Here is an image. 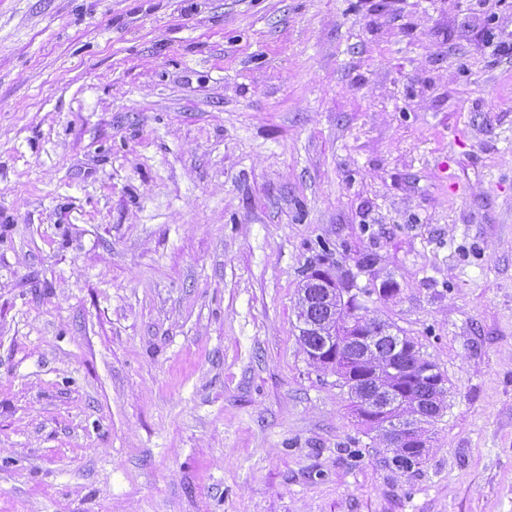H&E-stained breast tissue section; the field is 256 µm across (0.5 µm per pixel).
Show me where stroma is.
<instances>
[{
  "instance_id": "stroma-1",
  "label": "stroma",
  "mask_w": 512,
  "mask_h": 512,
  "mask_svg": "<svg viewBox=\"0 0 512 512\" xmlns=\"http://www.w3.org/2000/svg\"><path fill=\"white\" fill-rule=\"evenodd\" d=\"M504 45L512 0H0V512H512ZM324 263L447 380L419 465L302 347Z\"/></svg>"
}]
</instances>
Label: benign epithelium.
I'll return each instance as SVG.
<instances>
[{"label":"benign epithelium","mask_w":512,"mask_h":512,"mask_svg":"<svg viewBox=\"0 0 512 512\" xmlns=\"http://www.w3.org/2000/svg\"><path fill=\"white\" fill-rule=\"evenodd\" d=\"M352 289L345 287V282L338 279L329 270L314 267L307 274L297 304V317L301 324L300 335L306 336L316 330L324 337L318 349L306 348L307 357L313 364L341 357L346 342L336 333V314L348 313L352 324L362 323L364 314L351 304ZM326 308L328 320L316 324L310 317L316 305ZM434 374L429 360L419 353H414V361L406 363L395 358L387 365V370L398 378L401 386L388 387L377 394L367 395L359 389L360 382L350 372V380L346 383L349 398L367 414L380 422L381 431L389 437H399L407 444L422 452L427 447L423 429L434 421L439 413V404L433 405L412 400L413 394L408 382L412 381L417 370Z\"/></svg>","instance_id":"obj_1"}]
</instances>
